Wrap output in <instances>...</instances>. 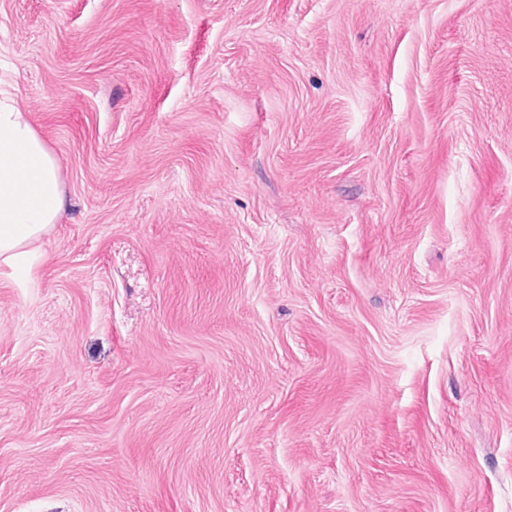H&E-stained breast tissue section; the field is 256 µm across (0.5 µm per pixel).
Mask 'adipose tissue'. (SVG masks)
I'll list each match as a JSON object with an SVG mask.
<instances>
[{"label": "adipose tissue", "mask_w": 512, "mask_h": 512, "mask_svg": "<svg viewBox=\"0 0 512 512\" xmlns=\"http://www.w3.org/2000/svg\"><path fill=\"white\" fill-rule=\"evenodd\" d=\"M64 207L59 169L35 129L0 90V263L25 269Z\"/></svg>", "instance_id": "1"}]
</instances>
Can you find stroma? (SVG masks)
<instances>
[{"label":"stroma","mask_w":512,"mask_h":512,"mask_svg":"<svg viewBox=\"0 0 512 512\" xmlns=\"http://www.w3.org/2000/svg\"><path fill=\"white\" fill-rule=\"evenodd\" d=\"M0 87V512H512V0H0ZM14 96L0 90V263L23 270L62 212L64 190L59 168Z\"/></svg>","instance_id":"obj_1"}]
</instances>
